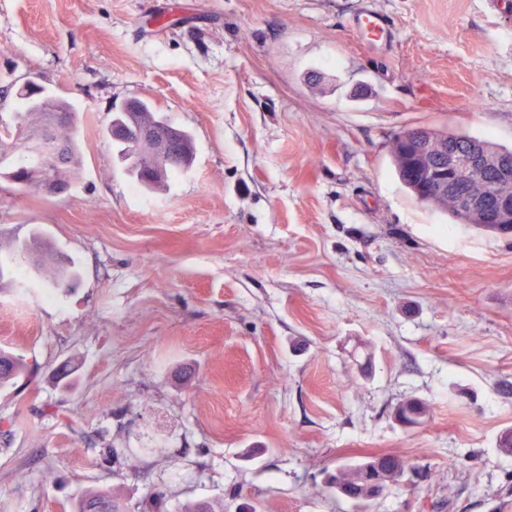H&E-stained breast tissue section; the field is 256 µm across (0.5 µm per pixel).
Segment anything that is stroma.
<instances>
[{
  "instance_id": "1",
  "label": "stroma",
  "mask_w": 512,
  "mask_h": 512,
  "mask_svg": "<svg viewBox=\"0 0 512 512\" xmlns=\"http://www.w3.org/2000/svg\"><path fill=\"white\" fill-rule=\"evenodd\" d=\"M8 81L79 113L83 163L62 196L0 180V250L37 235L78 272L49 303L0 279L29 368L0 386V512H356L327 472L390 453L368 512H512V238L418 201L390 152L414 127L512 147V0H0ZM131 98L194 137L152 189L104 136ZM357 26L365 35L379 41L387 38L390 31L388 21L371 11L363 12L358 16ZM429 414V405L416 399L405 401L395 408V418L404 425L420 424ZM75 512H128V510L116 493L91 490L78 502Z\"/></svg>"
}]
</instances>
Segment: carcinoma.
<instances>
[{
    "instance_id": "cac0c4a2",
    "label": "carcinoma",
    "mask_w": 512,
    "mask_h": 512,
    "mask_svg": "<svg viewBox=\"0 0 512 512\" xmlns=\"http://www.w3.org/2000/svg\"><path fill=\"white\" fill-rule=\"evenodd\" d=\"M31 82L20 86L10 83L6 89L15 90L22 108L11 122L0 120V176L10 180L16 178V170L26 169L27 176L19 185L35 190L39 182L58 181L69 185L77 179L81 169V152L78 140V113L64 100L45 92L42 86L29 88ZM123 132L119 140H112L121 158L128 163L129 171L137 183L147 189L164 183L171 174L186 169L192 162L194 139L190 132L173 126L151 101L125 103L112 113L109 134L114 130ZM48 137L59 146L62 163L53 160H37L29 156L27 137ZM427 137L448 143V153H429L431 165L438 168L448 165V154H466L478 147L490 160L500 157L512 163V149L498 147L467 134L443 131L427 132ZM403 145L392 142L396 172L400 182L412 189L411 173L405 167L401 152ZM497 168L490 164L484 173L468 176L461 182L464 192L487 193L495 185ZM433 207L448 213L460 224H468L493 234L502 233L497 224H482L478 218L459 210L453 203L437 200ZM47 245L34 239L17 246L4 257H0V279L8 265H20L33 259L36 266L50 260ZM48 278L56 288L67 286L75 279L68 264L56 261L48 269ZM25 371L22 359L0 349V385L19 377ZM430 414L429 405L416 399L405 401L395 408V418L405 425H417ZM406 471V462L398 455L370 456L359 461L339 465L336 472L328 476V487L339 496L359 505L377 499L380 489L390 490L398 484ZM75 512H128L125 503L116 493L92 490L77 504Z\"/></svg>"
}]
</instances>
